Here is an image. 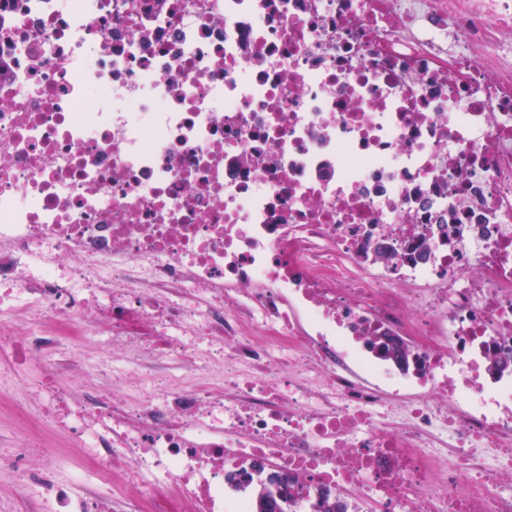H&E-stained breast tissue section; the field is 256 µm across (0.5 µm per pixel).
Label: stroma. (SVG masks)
Listing matches in <instances>:
<instances>
[{
  "label": "stroma",
  "instance_id": "1",
  "mask_svg": "<svg viewBox=\"0 0 512 512\" xmlns=\"http://www.w3.org/2000/svg\"><path fill=\"white\" fill-rule=\"evenodd\" d=\"M47 363L46 356L37 352L19 366L8 350H0V512H35L41 504L37 487H29L23 496L16 493L18 471L49 461L56 479L66 483L89 460L85 449L74 447V434L59 428L43 412L40 378ZM70 388L78 395L129 392L127 386L113 383L111 365L102 364L97 353L76 364Z\"/></svg>",
  "mask_w": 512,
  "mask_h": 512
}]
</instances>
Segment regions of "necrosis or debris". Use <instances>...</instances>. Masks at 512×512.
Instances as JSON below:
<instances>
[{"instance_id": "4bbe7bcc", "label": "necrosis or debris", "mask_w": 512, "mask_h": 512, "mask_svg": "<svg viewBox=\"0 0 512 512\" xmlns=\"http://www.w3.org/2000/svg\"><path fill=\"white\" fill-rule=\"evenodd\" d=\"M0 344L108 487L48 512H512V0H0ZM99 353H91L75 365V370L69 380L71 390L81 395L85 392L101 391L112 396L122 394L129 396L131 391L123 384L113 385L112 353L109 354L106 365L102 364ZM273 477L247 480V485L254 484L255 510L253 512H290L280 499V491H276L272 485Z\"/></svg>"}]
</instances>
